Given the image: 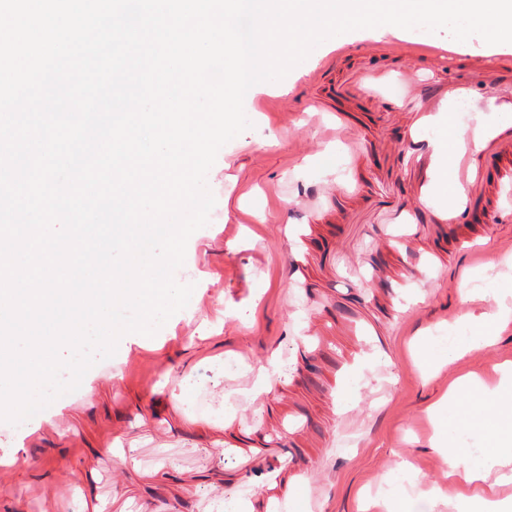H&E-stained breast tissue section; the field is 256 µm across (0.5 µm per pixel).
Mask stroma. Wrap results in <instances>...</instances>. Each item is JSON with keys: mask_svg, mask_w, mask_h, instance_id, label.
I'll use <instances>...</instances> for the list:
<instances>
[{"mask_svg": "<svg viewBox=\"0 0 512 512\" xmlns=\"http://www.w3.org/2000/svg\"><path fill=\"white\" fill-rule=\"evenodd\" d=\"M450 41L348 32L293 68L287 92L245 105L252 126L219 150L210 223L176 273L194 286L187 307L150 340L121 339L26 425L0 421V512H216L225 501L285 512L304 486L313 512H387L388 495L416 489L434 512H456L461 489L429 408L454 377L496 380L512 362V315L492 345L436 372L409 342L424 332L442 355L467 333L464 317L512 312V177L483 158L484 220L451 230L423 211L393 223L390 203L412 194L403 161L419 102L390 90L340 99L355 73L400 77L404 48ZM473 55L512 88V48L477 36L419 62L418 78L453 82ZM341 103L365 143L357 159L327 135ZM236 357L250 367L224 370ZM273 360L282 373L262 383ZM443 405L452 424L466 402Z\"/></svg>", "mask_w": 512, "mask_h": 512, "instance_id": "stroma-1", "label": "stroma"}]
</instances>
